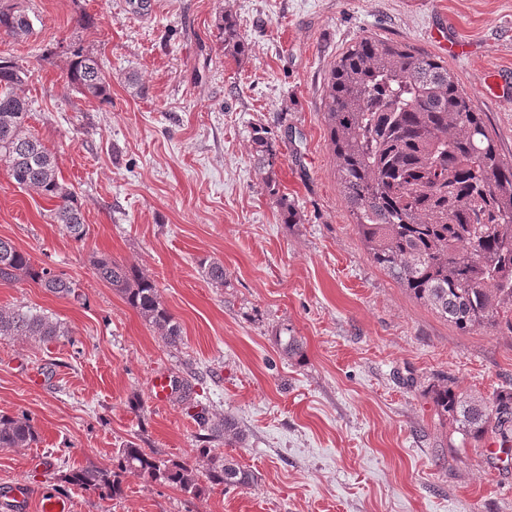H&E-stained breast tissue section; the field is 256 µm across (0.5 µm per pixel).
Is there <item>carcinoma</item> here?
Here are the masks:
<instances>
[{"label": "carcinoma", "mask_w": 512, "mask_h": 512, "mask_svg": "<svg viewBox=\"0 0 512 512\" xmlns=\"http://www.w3.org/2000/svg\"><path fill=\"white\" fill-rule=\"evenodd\" d=\"M218 25L224 54H245L248 44L232 17L220 14ZM32 30L25 12L0 8L1 33L18 39ZM26 77L14 61L0 58V162L18 185L54 202V221L80 241L86 235L81 205L59 178L52 152L27 126L28 103L18 93ZM66 78L82 97L111 101L112 79L94 54L72 47ZM324 116L343 199L374 264L462 332L502 324L512 331V163L503 159L484 113L473 109L448 65L410 45L363 36L341 53L329 73ZM253 143L256 164L266 171L265 187L278 197L283 223L292 224L297 213L280 194L277 152L261 128L255 129ZM94 268L167 346L182 344L181 325L161 302L154 281L108 257L96 260ZM204 274L224 285L222 263L204 265ZM21 277L82 300L64 274L34 265L0 239V284ZM67 335L63 323L43 313L21 306L0 311V338L49 342ZM197 379L194 372L176 377L175 397L191 400ZM430 398L459 447L477 451L490 434L502 446L512 442L511 388L485 400L442 381L431 387ZM193 420L206 442L200 449L207 459L202 474L129 441L117 450L112 470L76 467L61 480L105 498L121 493V477L129 470L189 494L201 491L202 475L212 484L255 485L253 471L213 453L224 444L243 442L235 419L217 418L202 407ZM36 438L28 416L0 414L1 448L26 447Z\"/></svg>", "instance_id": "1"}]
</instances>
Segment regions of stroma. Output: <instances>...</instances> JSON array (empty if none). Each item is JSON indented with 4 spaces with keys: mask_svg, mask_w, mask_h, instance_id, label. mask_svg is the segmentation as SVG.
Masks as SVG:
<instances>
[{
    "mask_svg": "<svg viewBox=\"0 0 512 512\" xmlns=\"http://www.w3.org/2000/svg\"><path fill=\"white\" fill-rule=\"evenodd\" d=\"M29 15L0 57L27 73L29 128L52 150L87 234L54 224L52 202L0 162V238L49 264L78 298L22 278L0 284V309L44 312L68 328L42 342L0 338V414L27 413L37 439L0 448V483L72 500V512H512V458L455 444L427 397L445 379L489 398L512 387V331H458L371 260L346 208L323 96L330 70L365 35L439 54L438 17L461 45L448 57L473 108L512 161V104L485 78L512 71V0H0ZM235 16L249 48L224 53ZM98 55L112 101L66 80L70 43ZM277 149L283 223L253 158L252 130ZM107 256L153 280L183 330L169 348L101 281ZM221 262L215 286L204 263ZM303 354L288 357L282 334ZM44 376L31 386L28 371ZM202 373L197 404L236 419L224 456L252 470L248 489L203 483L198 495L134 472L116 499L59 482L111 468L132 440L205 471L194 410L156 404L155 373ZM48 456V469L32 467Z\"/></svg>",
    "mask_w": 512,
    "mask_h": 512,
    "instance_id": "stroma-1",
    "label": "stroma"
}]
</instances>
